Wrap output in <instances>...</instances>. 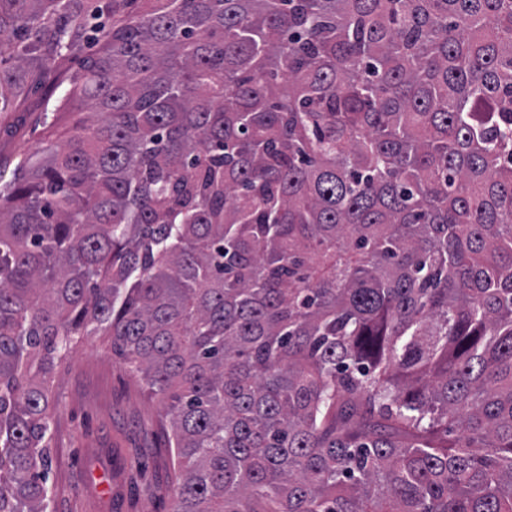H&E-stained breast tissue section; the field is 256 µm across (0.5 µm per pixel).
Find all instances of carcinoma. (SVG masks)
Returning <instances> with one entry per match:
<instances>
[{"mask_svg":"<svg viewBox=\"0 0 512 512\" xmlns=\"http://www.w3.org/2000/svg\"><path fill=\"white\" fill-rule=\"evenodd\" d=\"M66 82L0 169V512L88 334L173 512H512V0H0V112ZM98 46L93 44L84 45L82 50L73 54H67L56 59L53 69L64 74L72 75L79 72L85 60L94 55ZM62 88L54 92L47 85L35 86L17 112L0 113V159L8 172L18 161L39 154L50 141L64 139L74 124L91 112L86 102H78L46 115L45 101L50 98L59 105Z\"/></svg>","mask_w":512,"mask_h":512,"instance_id":"obj_1","label":"carcinoma"}]
</instances>
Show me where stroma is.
I'll return each mask as SVG.
<instances>
[{"label":"stroma","mask_w":512,"mask_h":512,"mask_svg":"<svg viewBox=\"0 0 512 512\" xmlns=\"http://www.w3.org/2000/svg\"><path fill=\"white\" fill-rule=\"evenodd\" d=\"M61 92L38 85L15 112L0 113V164L64 139L87 103L45 113ZM51 512H171L180 480L168 443L165 402L112 350L109 337H80L55 369L48 438Z\"/></svg>","instance_id":"1"}]
</instances>
